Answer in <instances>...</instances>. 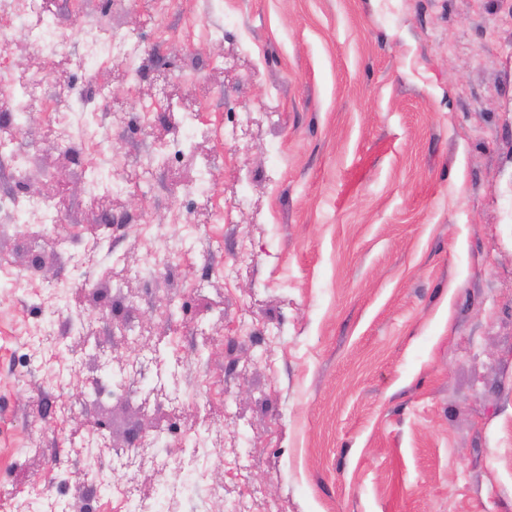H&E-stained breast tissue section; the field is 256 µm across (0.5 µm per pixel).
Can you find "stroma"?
<instances>
[{
    "instance_id": "obj_1",
    "label": "stroma",
    "mask_w": 512,
    "mask_h": 512,
    "mask_svg": "<svg viewBox=\"0 0 512 512\" xmlns=\"http://www.w3.org/2000/svg\"><path fill=\"white\" fill-rule=\"evenodd\" d=\"M29 20L0 18V67L49 82L26 112L0 97L27 159L0 195L55 221L0 214L22 280L0 283V512H512V0H38ZM92 24L130 37L95 68ZM78 100L91 156L50 142ZM103 374L121 391L90 403ZM189 140V135H186L180 142L176 144L159 143L154 146L151 161L147 166L141 168V176L146 178L153 168L163 166L167 161H171L175 157V153L180 151L179 148L185 146Z\"/></svg>"
}]
</instances>
